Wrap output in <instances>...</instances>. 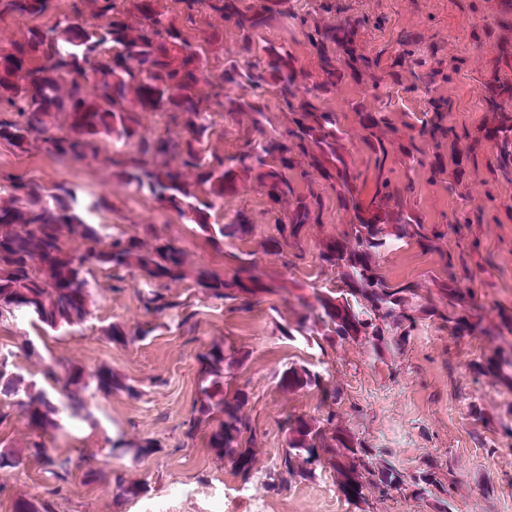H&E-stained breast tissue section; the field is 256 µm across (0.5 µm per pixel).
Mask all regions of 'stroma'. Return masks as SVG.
Returning <instances> with one entry per match:
<instances>
[{"label":"stroma","mask_w":512,"mask_h":512,"mask_svg":"<svg viewBox=\"0 0 512 512\" xmlns=\"http://www.w3.org/2000/svg\"><path fill=\"white\" fill-rule=\"evenodd\" d=\"M497 0H357L356 7L371 16L388 18L384 31L374 32L370 46L383 48L393 32L423 29L426 35L447 39L448 53L467 56L468 65L455 77L452 94L459 123L477 124L482 116L481 89L497 57L493 44L477 43L472 33L491 20ZM45 185L64 183L86 192L107 193L113 210L97 215L98 223L135 233L142 224L169 225L192 265L210 264L214 253L204 247L192 225L161 209L147 196L112 181L95 163H72L40 151L19 155L0 147V201H8L10 178ZM413 203L424 223H442L444 216L485 200L483 173L473 174L467 200L448 195L414 174ZM324 222L305 232V255L293 269L290 292L263 296L251 311L228 310L221 301L198 293L191 282L173 286L172 295L189 300L196 312L194 329L179 328L164 317L150 336L127 345L107 340L104 328L120 324L132 328L145 321L134 280L123 291L112 289L108 274L96 271L92 281L95 304L87 320L67 332L46 331L27 318L0 323V356L14 371L44 388L47 367L69 362L93 374L106 365L136 385L141 394L106 397L88 391L90 419L78 429L47 438L54 457L88 458L89 467L74 468L55 498L56 512H349L332 473L290 484L273 492L265 484L285 446L278 428L291 411L314 413L318 399L310 393L288 395L276 386V375L296 363L327 370L340 388L336 410L348 430L405 476L426 463L436 467L438 485L417 496L411 491L388 497L369 494L367 512H512V388L475 375L471 364L493 348L512 349V335L482 333L457 339L441 329L438 320L418 321L403 348L393 341L379 347L358 342L319 348L280 332L300 309L299 297L335 285L333 273L322 270L318 243L339 226L342 214L333 194L324 196ZM472 235L481 242L486 264L473 286L484 306L485 325L498 321L497 305L512 306V222L476 224ZM381 271L392 282L419 284V303H427L433 277L442 275L440 255L408 241L384 251ZM233 339L249 359L237 382L250 396L252 416L260 434L254 478L243 484L231 465L219 463L201 438H187L199 377L198 356L212 342ZM33 355L18 350L23 341ZM480 407L485 426L473 427L470 406ZM29 430L23 417L11 414L0 423V449L20 452L18 467L0 469V512H13L18 497L44 496L55 480L45 459L24 454ZM157 441L156 450L140 461L112 451V441ZM98 477L87 476V468ZM143 483L147 491L135 498L117 497L115 476Z\"/></svg>","instance_id":"35a3bbf8"}]
</instances>
